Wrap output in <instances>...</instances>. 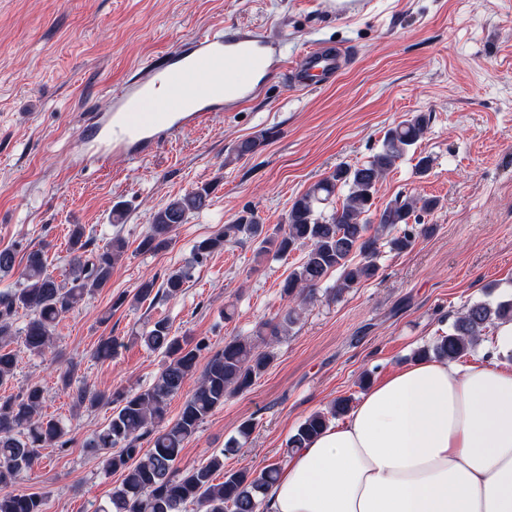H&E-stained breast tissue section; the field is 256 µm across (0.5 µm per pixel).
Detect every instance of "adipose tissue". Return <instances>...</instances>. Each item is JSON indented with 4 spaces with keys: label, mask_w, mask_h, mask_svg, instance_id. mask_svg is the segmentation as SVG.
I'll return each instance as SVG.
<instances>
[{
    "label": "adipose tissue",
    "mask_w": 512,
    "mask_h": 512,
    "mask_svg": "<svg viewBox=\"0 0 512 512\" xmlns=\"http://www.w3.org/2000/svg\"><path fill=\"white\" fill-rule=\"evenodd\" d=\"M265 512H512V365L395 369L292 453Z\"/></svg>",
    "instance_id": "adipose-tissue-1"
}]
</instances>
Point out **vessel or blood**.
I'll return each instance as SVG.
<instances>
[{
	"label": "vessel or blood",
	"mask_w": 512,
	"mask_h": 512,
	"mask_svg": "<svg viewBox=\"0 0 512 512\" xmlns=\"http://www.w3.org/2000/svg\"><path fill=\"white\" fill-rule=\"evenodd\" d=\"M180 64L169 72L170 90L159 107V116L146 124L135 117L146 96V81L138 79L112 93L110 113L95 114L84 129V148L108 156L121 151L131 159H140V152L131 147L132 138H139L145 147L158 143L162 133L185 126L203 125L210 112L222 107L224 101L242 102L252 91L244 78L258 68L272 72L284 63L281 48L264 40H228L216 32L198 37L191 46L181 49ZM340 67L336 54L313 46L305 52L291 71L302 89L311 88L314 77L334 75Z\"/></svg>",
	"instance_id": "obj_1"
}]
</instances>
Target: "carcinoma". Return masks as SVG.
<instances>
[{"mask_svg": "<svg viewBox=\"0 0 512 512\" xmlns=\"http://www.w3.org/2000/svg\"><path fill=\"white\" fill-rule=\"evenodd\" d=\"M428 122L429 118L419 113L390 128L382 149L369 161L339 166L312 184L293 200L285 224L273 231L266 230L251 211L224 225L198 241L191 259L166 274L162 282L155 277L143 280L134 299L180 296L199 264L224 249L227 243L239 240L255 244V259L259 261L305 251L301 263L282 285L283 296L293 300L306 301L333 273L337 280L332 290L337 294L375 277L384 232L398 230L386 245L392 251L403 252L416 237L431 230L428 225L412 224L410 220L437 209L439 201L435 198L398 196L375 214L376 229H371L367 219L377 184L422 139ZM267 138L268 132L262 131L242 139L232 147L231 155L240 159L252 154ZM344 188L345 200L337 208L333 206L334 199ZM211 192V185L204 184L170 198L154 212L152 224L139 244L140 251L158 253L168 249L174 228L206 209ZM89 241L84 225H72L68 284L58 281L49 269L47 246L41 245L26 253L18 287L0 292V387L14 378L19 350L11 344L16 337H22L24 351L44 355L52 348L56 326L65 314L110 281L112 268L125 251L124 238L113 236L88 257ZM15 269L16 250L1 248L0 274L9 275ZM20 309L28 312L21 328L15 323ZM301 317L300 306L290 307L278 321L260 322L247 335L226 338L224 348L210 354L206 353L209 345L205 340L193 342L178 336L168 321L158 320L134 336L165 358L158 378L150 386L111 396L93 392L86 384L76 387L73 397L78 403L87 402L92 407L112 405L111 420L87 447L109 451L102 458L105 470L123 471L121 485L92 512H264L263 495L277 479L276 468L268 467L259 475L246 468L224 471V456L238 452L249 440L256 428L253 420L241 422L237 436L211 454L205 463L183 474L177 463L185 442L197 433L204 420L230 396L251 387L268 369L275 359V342L288 335ZM506 321H512V298L476 301L454 320L448 334L436 337L418 349L415 356L455 361L481 340L487 328ZM197 371L198 386L184 401L177 418L165 421L170 400ZM44 399V388L35 382L16 397L0 398V512H46L43 497L7 491L32 468L39 449L67 445L62 422L41 417ZM351 402L349 397H340L328 411L308 416L288 439V449L304 447L331 420L348 414ZM146 437L150 438L151 448L145 451L141 440ZM221 470L224 481L216 483L214 475Z\"/></svg>", "mask_w": 512, "mask_h": 512, "instance_id": "carcinoma-1", "label": "carcinoma"}]
</instances>
